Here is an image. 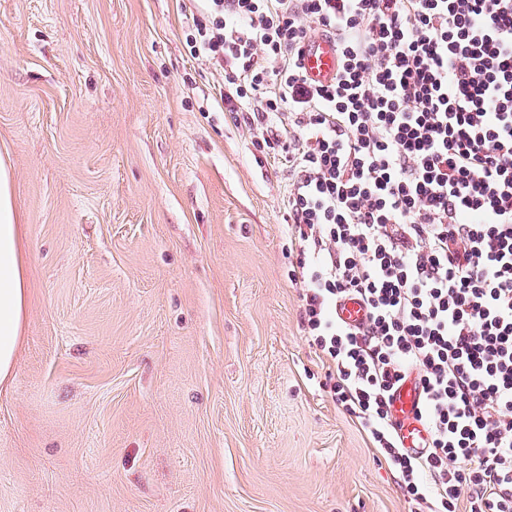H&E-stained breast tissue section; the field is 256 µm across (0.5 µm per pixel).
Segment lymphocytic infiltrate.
Wrapping results in <instances>:
<instances>
[{
  "instance_id": "obj_1",
  "label": "lymphocytic infiltrate",
  "mask_w": 512,
  "mask_h": 512,
  "mask_svg": "<svg viewBox=\"0 0 512 512\" xmlns=\"http://www.w3.org/2000/svg\"><path fill=\"white\" fill-rule=\"evenodd\" d=\"M225 111L288 164L302 323L337 403L441 512H512V0H187ZM336 43L319 85L311 29ZM347 298L367 321L336 316ZM427 439L403 448L408 376ZM473 459L472 469L457 467ZM302 64L311 80L322 85L329 84L336 76V44L324 37L312 39L303 47Z\"/></svg>"
}]
</instances>
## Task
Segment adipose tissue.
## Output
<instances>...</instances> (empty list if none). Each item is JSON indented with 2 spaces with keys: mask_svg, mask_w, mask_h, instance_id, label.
<instances>
[{
  "mask_svg": "<svg viewBox=\"0 0 512 512\" xmlns=\"http://www.w3.org/2000/svg\"><path fill=\"white\" fill-rule=\"evenodd\" d=\"M23 226L13 203L11 172L0 159V384L11 376L28 303Z\"/></svg>",
  "mask_w": 512,
  "mask_h": 512,
  "instance_id": "adipose-tissue-1",
  "label": "adipose tissue"
}]
</instances>
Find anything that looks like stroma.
<instances>
[{"instance_id": "1", "label": "stroma", "mask_w": 512, "mask_h": 512, "mask_svg": "<svg viewBox=\"0 0 512 512\" xmlns=\"http://www.w3.org/2000/svg\"><path fill=\"white\" fill-rule=\"evenodd\" d=\"M185 28L180 0H0L30 286L0 512H430L336 403L288 167Z\"/></svg>"}]
</instances>
